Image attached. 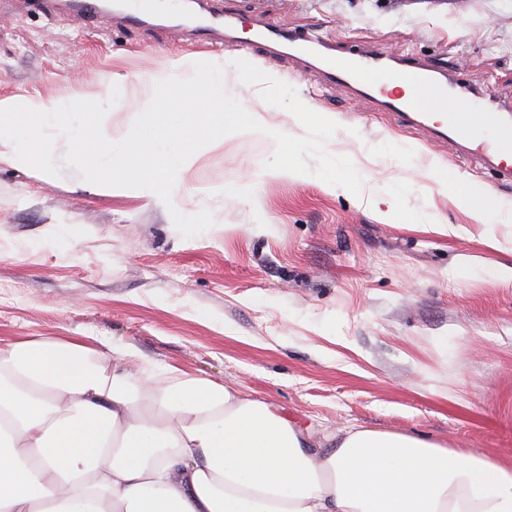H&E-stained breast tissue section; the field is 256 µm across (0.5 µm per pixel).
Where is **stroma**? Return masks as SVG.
<instances>
[{"instance_id":"35a3bbf8","label":"stroma","mask_w":512,"mask_h":512,"mask_svg":"<svg viewBox=\"0 0 512 512\" xmlns=\"http://www.w3.org/2000/svg\"><path fill=\"white\" fill-rule=\"evenodd\" d=\"M250 33L251 13L317 30L338 56L375 41L453 69L512 99V0H228ZM244 59L294 86L338 123L329 153L349 157L362 193L313 179L266 181L258 203H228L270 159L271 141L225 136L199 150L176 183L188 209L210 210L206 233L183 237L166 207L132 192L101 194L77 172L59 176L0 161V336L114 339L164 365L238 386L277 405L315 439L357 427L424 438L494 460L512 457V223H478L461 179L512 199L477 159L428 144L372 102L260 49L191 44L178 21L112 27L69 11L0 16V99L63 104L95 99L104 78L126 86L105 120L129 132L156 83L198 62L225 69V89L274 129L305 136L287 110L263 102L230 63ZM447 169L440 185L432 165ZM397 190V217L370 200ZM466 235L424 232L433 219ZM494 231L505 250L480 244ZM448 339L447 348L436 337Z\"/></svg>"}]
</instances>
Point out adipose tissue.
Returning <instances> with one entry per match:
<instances>
[{
	"label": "adipose tissue",
	"mask_w": 512,
	"mask_h": 512,
	"mask_svg": "<svg viewBox=\"0 0 512 512\" xmlns=\"http://www.w3.org/2000/svg\"><path fill=\"white\" fill-rule=\"evenodd\" d=\"M469 208L512 222L477 184ZM0 512H512V465L309 428L95 336L0 338Z\"/></svg>",
	"instance_id": "obj_1"
}]
</instances>
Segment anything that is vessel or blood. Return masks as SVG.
I'll use <instances>...</instances> for the list:
<instances>
[{
    "label": "vessel or blood",
    "instance_id": "obj_1",
    "mask_svg": "<svg viewBox=\"0 0 512 512\" xmlns=\"http://www.w3.org/2000/svg\"><path fill=\"white\" fill-rule=\"evenodd\" d=\"M65 1L75 13L94 15L102 29L111 27L112 14L104 9L100 0H0V3L49 15ZM196 3L212 22L188 28L187 33L194 43L208 46L220 35L227 42L238 43L235 23H227L222 29L215 25L216 20L224 16L223 0H196ZM252 41L269 48L273 56L319 69L328 82L346 87L352 95L371 101L378 111L391 113L404 124L426 131L432 139L481 160L498 181L512 183V154L503 150L498 140L478 136L475 132L479 126L512 127L511 104L495 101L447 70L408 54L390 52L375 43L336 58L317 36L284 25H272L258 17L252 20ZM405 84L430 89L450 101V108L441 116H434L402 93L401 87Z\"/></svg>",
    "mask_w": 512,
    "mask_h": 512
}]
</instances>
